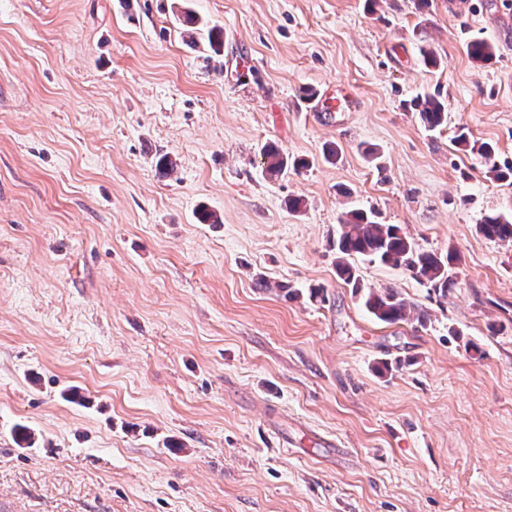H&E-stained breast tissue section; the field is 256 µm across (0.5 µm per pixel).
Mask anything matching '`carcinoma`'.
<instances>
[{
    "instance_id": "carcinoma-1",
    "label": "carcinoma",
    "mask_w": 512,
    "mask_h": 512,
    "mask_svg": "<svg viewBox=\"0 0 512 512\" xmlns=\"http://www.w3.org/2000/svg\"><path fill=\"white\" fill-rule=\"evenodd\" d=\"M468 53L476 61H485L492 57L494 48L484 40L469 43ZM424 127L429 131L437 130L444 123L445 107L434 95H424L414 102ZM455 141L477 153L486 169V173L497 181L512 179V164L500 165L495 149L488 143L477 144L470 141L465 131H460ZM306 166L302 159H290L283 155L274 144H268L263 150V169L273 179L285 171ZM484 237L492 240L512 241V215H486L477 225ZM356 257L367 258L372 262L393 265L411 272L420 282L428 285L434 292L447 296L456 283L449 279L448 269L460 261L456 250L441 256L421 248L401 228L394 224H379L366 212L352 208L343 214L336 238V275L360 296L367 311L381 322L396 324L406 320L414 305L402 295L391 289L378 293L364 289L360 282L356 266L352 260Z\"/></svg>"
}]
</instances>
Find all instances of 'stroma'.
<instances>
[{"mask_svg":"<svg viewBox=\"0 0 512 512\" xmlns=\"http://www.w3.org/2000/svg\"><path fill=\"white\" fill-rule=\"evenodd\" d=\"M179 2L0 0V512H512V185L454 141L512 163V0H189L218 53ZM349 201L459 251L445 298L355 261L426 321L338 279ZM352 94L344 93L332 86L318 92L309 106L311 112H344L352 102ZM414 106L418 109L421 122L428 131H435L444 123L445 107L436 96H421L414 102ZM455 141L458 145L470 147V151L477 153L482 159V165L486 169V173L497 181H509L512 179V164H504L503 167L497 161L495 149L488 143L477 145L476 142L471 143L469 135L464 129L457 134ZM306 161L294 158L293 160L284 156L281 150L274 144H267L263 150V169L266 175L273 179L281 176L288 168L297 170L305 167ZM477 230L484 237L492 240L512 241V215H486L477 225Z\"/></svg>","mask_w":512,"mask_h":512,"instance_id":"obj_1","label":"stroma"}]
</instances>
